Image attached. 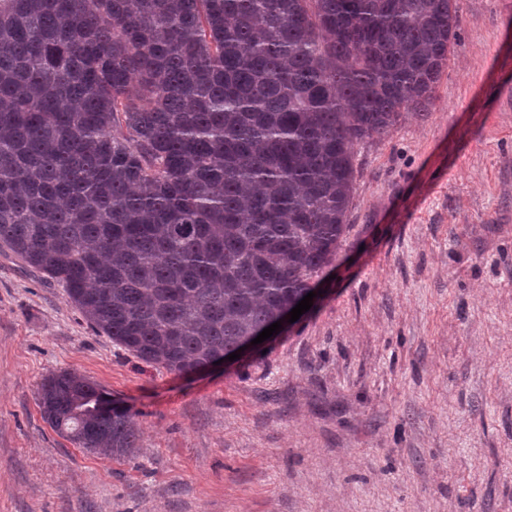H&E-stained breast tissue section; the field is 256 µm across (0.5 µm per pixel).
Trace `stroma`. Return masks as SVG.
Masks as SVG:
<instances>
[{
	"instance_id": "35a3bbf8",
	"label": "stroma",
	"mask_w": 512,
	"mask_h": 512,
	"mask_svg": "<svg viewBox=\"0 0 512 512\" xmlns=\"http://www.w3.org/2000/svg\"><path fill=\"white\" fill-rule=\"evenodd\" d=\"M427 118L354 147L341 249L264 350L178 374L0 247V512H512V0H458ZM71 370L134 455L56 433ZM105 398L96 383L70 370L45 378L38 392L43 418L58 434L89 452L129 458L138 446L136 415Z\"/></svg>"
}]
</instances>
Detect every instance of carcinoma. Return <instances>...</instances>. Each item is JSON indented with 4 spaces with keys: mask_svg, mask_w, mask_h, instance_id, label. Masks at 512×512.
<instances>
[{
    "mask_svg": "<svg viewBox=\"0 0 512 512\" xmlns=\"http://www.w3.org/2000/svg\"><path fill=\"white\" fill-rule=\"evenodd\" d=\"M458 23L457 0H0V246L146 363L229 355L336 257L353 145L429 112ZM38 402L133 456L96 383Z\"/></svg>",
    "mask_w": 512,
    "mask_h": 512,
    "instance_id": "cac0c4a2",
    "label": "carcinoma"
}]
</instances>
